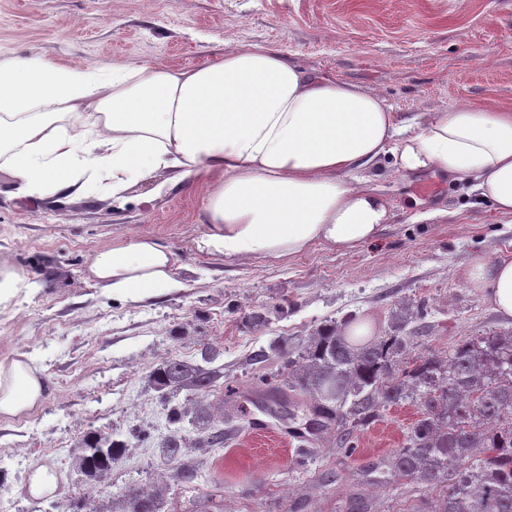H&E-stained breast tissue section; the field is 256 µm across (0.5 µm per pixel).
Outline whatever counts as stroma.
<instances>
[{
	"instance_id": "1",
	"label": "stroma",
	"mask_w": 512,
	"mask_h": 512,
	"mask_svg": "<svg viewBox=\"0 0 512 512\" xmlns=\"http://www.w3.org/2000/svg\"><path fill=\"white\" fill-rule=\"evenodd\" d=\"M239 44L275 46L299 66L378 92L399 120L464 104L512 108V0H0V61L51 54L90 69L115 63L199 66ZM386 155L365 173L387 198L415 196L396 209L379 238L339 253L314 247L290 259L229 262L199 253L206 185L186 179L163 195L135 187L124 203L95 196L35 204L0 173V262L27 288L0 307V359L37 358L49 394L30 415L0 420V512H70L88 499L121 512V493L162 488L170 512H200L159 451L130 443L112 466L109 491L74 466L94 431L163 427L165 411L147 374L168 358L200 360L216 348L222 385L247 395V356L271 342L313 334L347 318L390 331L397 315L424 310L432 331L416 355L470 336L512 331L463 274L473 256L512 257V216L493 211L471 184L437 173L393 171ZM148 234L178 253L179 290L133 304L87 282L100 248ZM268 308L266 326L248 315ZM253 419L221 448L193 458L198 483L224 498V512H336L367 460L401 448L418 418L416 403L387 408L361 431L353 454L320 449L301 456L283 420L249 399ZM45 468L57 488L40 499L26 486ZM333 468L344 481L326 489L313 476Z\"/></svg>"
}]
</instances>
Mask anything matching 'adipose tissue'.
I'll return each instance as SVG.
<instances>
[{
    "instance_id": "adipose-tissue-1",
    "label": "adipose tissue",
    "mask_w": 512,
    "mask_h": 512,
    "mask_svg": "<svg viewBox=\"0 0 512 512\" xmlns=\"http://www.w3.org/2000/svg\"><path fill=\"white\" fill-rule=\"evenodd\" d=\"M391 154L401 173L472 183L512 216V110L461 105L419 127L375 91L302 68L280 49L228 48L201 67H67L48 54L0 61V170L36 200L94 192L125 200L139 183H207L198 252L244 259L338 252L376 240L393 218L355 173ZM176 252L139 235L98 250L92 283L133 303L180 288ZM470 287L512 318V259L474 257ZM48 382L29 355L0 360V417L27 415Z\"/></svg>"
}]
</instances>
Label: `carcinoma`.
<instances>
[{
	"label": "carcinoma",
	"instance_id": "1",
	"mask_svg": "<svg viewBox=\"0 0 512 512\" xmlns=\"http://www.w3.org/2000/svg\"><path fill=\"white\" fill-rule=\"evenodd\" d=\"M351 321L321 326L314 335L275 341L249 355L257 366L253 390L280 407L310 413L318 428L310 444L331 439L345 453L356 448V433L377 420L387 406L415 401L421 416L394 454L361 467V482L348 492L343 512H376L367 485L403 479L423 488H442L427 507L409 497L387 512H512V335L471 337L448 349L445 357L408 359L410 347L430 326H410L398 318L387 336L355 340L345 334ZM218 353L203 346L202 362L169 358L153 368L149 382L166 407L169 433L158 442L161 458L177 464L176 481L196 490L198 472L187 459L184 424L199 436L196 448L223 446L239 429L222 428L209 397L224 377L213 367ZM195 402L185 409L180 394ZM127 442L96 431L83 439L76 469L97 481L112 470ZM122 512H168L163 495L142 490L125 500Z\"/></svg>",
	"mask_w": 512,
	"mask_h": 512
}]
</instances>
